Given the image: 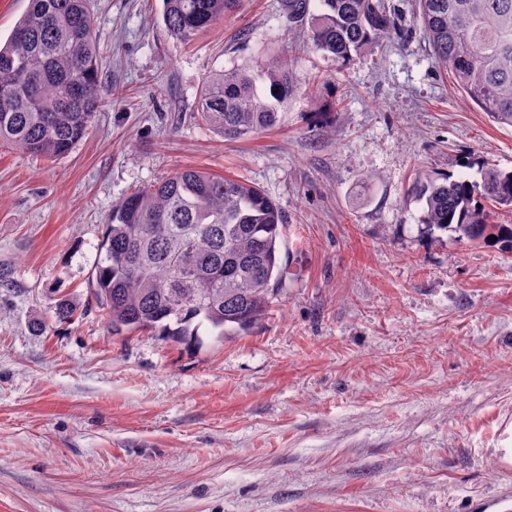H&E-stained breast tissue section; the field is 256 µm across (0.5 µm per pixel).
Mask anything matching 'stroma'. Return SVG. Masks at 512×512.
I'll return each instance as SVG.
<instances>
[{
  "label": "stroma",
  "instance_id": "stroma-1",
  "mask_svg": "<svg viewBox=\"0 0 512 512\" xmlns=\"http://www.w3.org/2000/svg\"><path fill=\"white\" fill-rule=\"evenodd\" d=\"M392 2L402 34L341 68L284 0H239L190 45L161 0H92L86 138L57 159L0 145V512H512V252L421 236L407 192L512 172V126ZM282 58L300 89L279 128L197 121L208 76ZM185 168L280 205L286 286L246 333L113 335L107 219Z\"/></svg>",
  "mask_w": 512,
  "mask_h": 512
}]
</instances>
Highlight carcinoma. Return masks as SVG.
I'll return each instance as SVG.
<instances>
[{"label":"carcinoma","mask_w":512,"mask_h":512,"mask_svg":"<svg viewBox=\"0 0 512 512\" xmlns=\"http://www.w3.org/2000/svg\"><path fill=\"white\" fill-rule=\"evenodd\" d=\"M167 33L189 44L238 0H162ZM432 55L450 68L466 98L512 126V0H417ZM288 27L342 65L390 40L401 14L390 0H287ZM101 48L88 0H30L0 43V143L46 158L84 139L101 100ZM298 80L288 60L256 62L211 75L201 121L226 139L276 127ZM481 181L416 178L424 202L420 232L512 252V172L483 163ZM283 215L259 187L184 169L138 189L112 208L95 267L96 298L112 334L148 330L182 341L206 325L222 336L250 330L283 283Z\"/></svg>","instance_id":"cac0c4a2"}]
</instances>
